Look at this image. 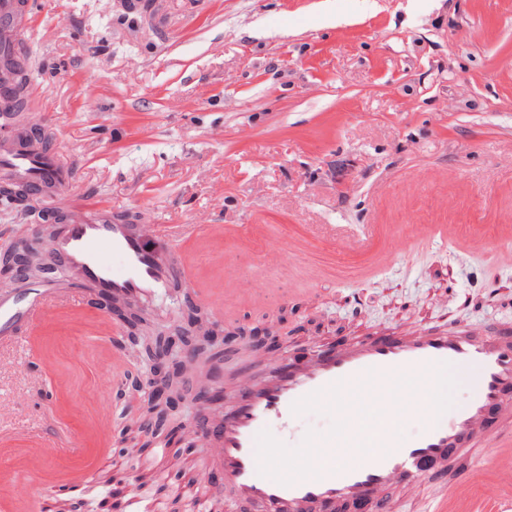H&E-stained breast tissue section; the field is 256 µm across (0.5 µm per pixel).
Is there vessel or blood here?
<instances>
[{"label": "vessel or blood", "mask_w": 512, "mask_h": 512, "mask_svg": "<svg viewBox=\"0 0 512 512\" xmlns=\"http://www.w3.org/2000/svg\"><path fill=\"white\" fill-rule=\"evenodd\" d=\"M0 179L58 191L70 173L55 152L0 142ZM54 250L77 285L137 304L162 297L180 273L168 248L149 245L134 225L103 209L72 213ZM47 298L44 288L24 302L0 290V347L18 321L39 318ZM441 366L474 372L476 389L455 413L437 418L434 371ZM242 386L233 407L206 409L195 421L210 470L184 468L190 512H209L213 472L236 500L261 512H336L342 505L370 512L386 491L418 488L457 452L498 433L500 416L512 413V341L473 329L375 336L314 351ZM317 408L335 413L333 434L311 435L303 454L287 453L298 418ZM408 419L421 430L404 440L399 430ZM339 443L357 456L336 457ZM112 482L135 497V477L117 458ZM460 493L473 512H512V448H496L494 475L471 469Z\"/></svg>", "instance_id": "obj_1"}]
</instances>
